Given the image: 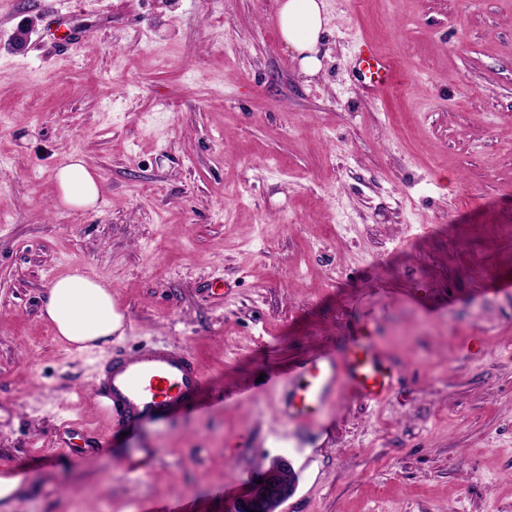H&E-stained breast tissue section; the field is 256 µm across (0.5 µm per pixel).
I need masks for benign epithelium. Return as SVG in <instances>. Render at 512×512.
Segmentation results:
<instances>
[{
    "instance_id": "7a95c632",
    "label": "benign epithelium",
    "mask_w": 512,
    "mask_h": 512,
    "mask_svg": "<svg viewBox=\"0 0 512 512\" xmlns=\"http://www.w3.org/2000/svg\"><path fill=\"white\" fill-rule=\"evenodd\" d=\"M263 483H252L233 512H279V507L296 491V479L290 460L279 457L259 474Z\"/></svg>"
}]
</instances>
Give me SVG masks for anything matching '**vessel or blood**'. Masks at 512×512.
Masks as SVG:
<instances>
[{"label": "vessel or blood", "instance_id": "vessel-or-blood-1", "mask_svg": "<svg viewBox=\"0 0 512 512\" xmlns=\"http://www.w3.org/2000/svg\"><path fill=\"white\" fill-rule=\"evenodd\" d=\"M357 66L371 90L381 91L398 81L396 63L375 48L360 55ZM397 373L381 348L358 332L342 354L320 353L300 364L299 387L288 391L276 410L287 418L305 419L341 394L379 403L392 394ZM202 384L203 374L189 351L149 345L131 354H114L97 388L102 412L133 431L143 422L177 412L198 396Z\"/></svg>", "mask_w": 512, "mask_h": 512}]
</instances>
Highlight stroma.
Returning <instances> with one entry per match:
<instances>
[{"label": "stroma", "instance_id": "obj_1", "mask_svg": "<svg viewBox=\"0 0 512 512\" xmlns=\"http://www.w3.org/2000/svg\"><path fill=\"white\" fill-rule=\"evenodd\" d=\"M279 3L0 0L12 512H231L281 456L282 512H512V0H324L314 76ZM368 44L400 86L359 79ZM76 154L97 209L54 206ZM75 268L124 318L82 352L42 315ZM358 328L393 394L279 415L293 366ZM151 342L192 352L204 383L127 434L97 366Z\"/></svg>", "mask_w": 512, "mask_h": 512}]
</instances>
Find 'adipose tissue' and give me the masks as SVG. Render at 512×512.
Instances as JSON below:
<instances>
[{
  "label": "adipose tissue",
  "mask_w": 512,
  "mask_h": 512,
  "mask_svg": "<svg viewBox=\"0 0 512 512\" xmlns=\"http://www.w3.org/2000/svg\"><path fill=\"white\" fill-rule=\"evenodd\" d=\"M278 20L282 39L294 51L301 71L310 76L318 74L322 62L317 46L325 31L323 0H283ZM56 181L62 206L71 210L97 206L98 177L81 157H70L58 169ZM43 313L58 335L80 351L111 342L121 326L109 285L80 269L52 283Z\"/></svg>",
  "instance_id": "obj_1"
}]
</instances>
